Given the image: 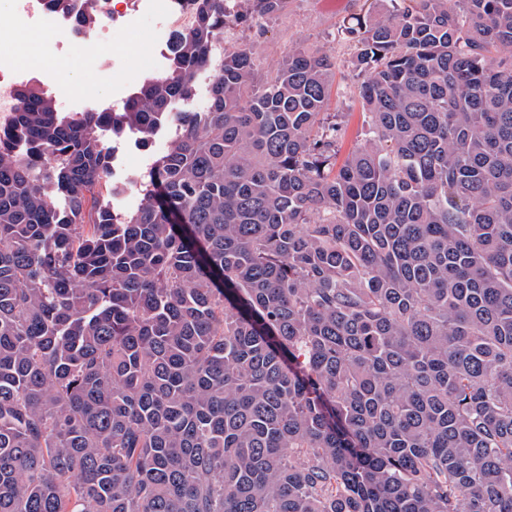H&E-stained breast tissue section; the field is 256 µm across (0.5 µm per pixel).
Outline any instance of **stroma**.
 I'll list each match as a JSON object with an SVG mask.
<instances>
[{
    "mask_svg": "<svg viewBox=\"0 0 512 512\" xmlns=\"http://www.w3.org/2000/svg\"><path fill=\"white\" fill-rule=\"evenodd\" d=\"M366 0H291L287 12L277 18L264 21L262 28L235 29L234 44L252 50L259 58L261 75L272 74L288 51L298 46L317 48L336 58V72L332 78L330 111L339 114L343 123V136L339 142L337 160H344L363 139V114L357 96V77L352 70L351 59L355 49L352 41L344 39L340 27L353 23L359 14L367 11ZM152 29L149 18L135 19L132 25L114 28L112 48L118 58L130 59L132 68L142 74H151L152 68L142 58L136 57L135 50L142 35ZM91 37L78 36L75 44L57 59L68 81L71 96H81L87 81H95L98 89L96 102L83 103L84 111L95 110L97 105L111 103L119 80L112 69L89 70L83 63L90 51ZM170 137L169 130H162L151 141L148 149L136 145V134H127L116 147V161L110 177L111 182L122 185L121 193L111 199L114 211L126 213L142 206L144 199L127 184L143 171L142 158H155L162 154Z\"/></svg>",
    "mask_w": 512,
    "mask_h": 512,
    "instance_id": "1",
    "label": "stroma"
}]
</instances>
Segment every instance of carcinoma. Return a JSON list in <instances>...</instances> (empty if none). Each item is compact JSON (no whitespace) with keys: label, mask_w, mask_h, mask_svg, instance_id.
Here are the masks:
<instances>
[{"label":"carcinoma","mask_w":512,"mask_h":512,"mask_svg":"<svg viewBox=\"0 0 512 512\" xmlns=\"http://www.w3.org/2000/svg\"><path fill=\"white\" fill-rule=\"evenodd\" d=\"M188 2L122 111L0 126V512H512V0H372L339 168L336 59ZM213 81V74L209 71H202L196 77V95L193 99L185 102H179L176 110L196 109L204 105L210 85ZM170 137V130L165 129L159 132L151 141L147 150L140 149L135 142L138 135L127 133L119 145H116V161L114 163L113 175L110 181L123 185L135 180L146 169L140 164V159L149 158L150 161L162 154L167 146Z\"/></svg>","instance_id":"cac0c4a2"}]
</instances>
